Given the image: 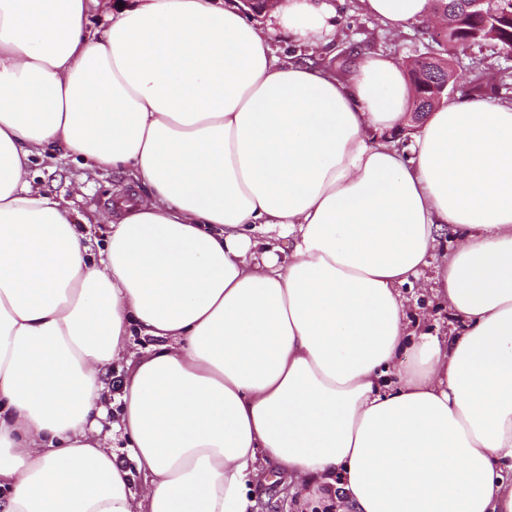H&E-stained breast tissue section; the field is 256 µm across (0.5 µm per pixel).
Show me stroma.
Segmentation results:
<instances>
[{
  "instance_id": "obj_1",
  "label": "stroma",
  "mask_w": 512,
  "mask_h": 512,
  "mask_svg": "<svg viewBox=\"0 0 512 512\" xmlns=\"http://www.w3.org/2000/svg\"><path fill=\"white\" fill-rule=\"evenodd\" d=\"M336 10V36L320 49L299 44L283 37L273 44L277 54L292 61L313 62L344 74L355 62L371 53H384L402 64L415 58L436 54L453 65L456 79L450 86L453 99L473 97L472 78L477 74L505 73L495 95L501 102L512 101V52L492 41H480L468 47L438 42L442 23L432 19L394 32L360 8L359 0H328ZM59 151L48 148L44 157L30 169V177L41 191L61 197L69 208L85 218L98 244H105L112 208L117 198L131 196L132 185L126 174L104 172L80 156L62 161ZM410 300L413 329L445 330L450 320L446 308L432 298L427 289L414 285L406 289ZM254 512H308L309 506L288 494V480L273 468H265L264 479L255 486Z\"/></svg>"
}]
</instances>
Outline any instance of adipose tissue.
Wrapping results in <instances>:
<instances>
[{"label":"adipose tissue","mask_w":512,"mask_h":512,"mask_svg":"<svg viewBox=\"0 0 512 512\" xmlns=\"http://www.w3.org/2000/svg\"><path fill=\"white\" fill-rule=\"evenodd\" d=\"M0 0V512H252L263 466L337 512H512V102L278 56L332 35L213 0ZM392 30L433 0H360ZM55 146L129 173L105 248L28 179ZM456 244L438 253L439 237ZM427 280L456 325L409 329ZM120 384L144 487L102 442Z\"/></svg>","instance_id":"obj_1"}]
</instances>
